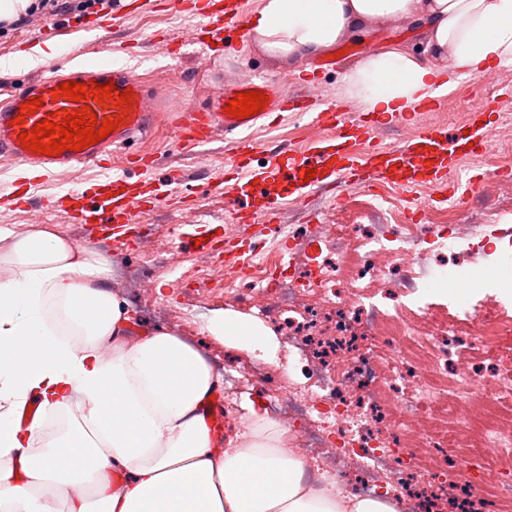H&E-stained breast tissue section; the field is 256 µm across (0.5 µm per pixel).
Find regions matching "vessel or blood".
I'll return each instance as SVG.
<instances>
[{"instance_id":"vessel-or-blood-1","label":"vessel or blood","mask_w":512,"mask_h":512,"mask_svg":"<svg viewBox=\"0 0 512 512\" xmlns=\"http://www.w3.org/2000/svg\"><path fill=\"white\" fill-rule=\"evenodd\" d=\"M172 6L178 11H195L199 23L191 38L211 60L224 54L225 29L243 24L244 0H173ZM66 81L88 85L114 83L116 92H132L133 108L113 132L85 150L69 149L57 156L27 150L19 140L20 133L32 130L52 113L72 111L85 104L96 117L106 116V109L92 98L77 103L54 97L55 87ZM244 91L264 93L268 102L258 116L231 117L227 105ZM37 98L42 99V106L25 116V123H17L22 104ZM288 112L307 116L311 125L329 130V137L312 141L298 151L279 146L269 148L264 164L253 166L257 146L248 137V130L258 120ZM384 124L380 117L361 119L339 102L312 105L301 94L276 95L272 82L262 76L225 86L213 108L200 109L170 98L165 88L151 87L132 70L84 61L64 70L53 67L48 73L31 77L0 102V157L36 167L44 176L62 171L71 178L70 189L62 195L37 197L26 189L13 191L8 199L14 209L39 219L59 214L66 223L90 225L85 245L95 244L97 235L103 234L112 237L119 247L127 248L141 226V214L173 201V187L180 182L181 175L173 170L163 180L134 182L127 174H111L112 155L116 150H126L132 142L146 139L162 125L173 129L180 145L190 147L208 144L221 134L233 135L232 190L239 207L231 212L230 220L239 224L254 222L259 217L265 223H274L288 200L303 202L325 192L327 187L353 182H393L406 194L412 208L420 209L418 189L427 185L447 187L449 171L457 167L461 157L475 155L477 147L484 145L493 131L492 124H476L467 138L461 140L449 136L445 128L433 126L396 146L386 147L373 138L374 130ZM90 165L102 169L103 175L93 190L86 191L82 188L83 171ZM307 168L315 170V178L303 179Z\"/></svg>"}]
</instances>
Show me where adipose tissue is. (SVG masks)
Listing matches in <instances>:
<instances>
[{
  "label": "adipose tissue",
  "mask_w": 512,
  "mask_h": 512,
  "mask_svg": "<svg viewBox=\"0 0 512 512\" xmlns=\"http://www.w3.org/2000/svg\"><path fill=\"white\" fill-rule=\"evenodd\" d=\"M411 28V52L388 40L344 77L345 94L368 112L398 113L438 83L512 63V0H262L248 36L262 53L297 64L340 43ZM0 512H85L70 486L91 483L100 512H398L341 482L304 478L306 463L263 407L216 447L202 410L224 379L198 348L157 327L131 338L134 313L108 288V260L75 249L54 226L23 236L0 228ZM208 332L269 358L273 343L257 320L225 310ZM74 331L78 351L60 342ZM111 341V356L98 346ZM51 413H78L65 434L30 447L38 424L17 411L30 395ZM21 462L25 486L12 465ZM53 483L46 498L31 486Z\"/></svg>",
  "instance_id": "obj_1"
}]
</instances>
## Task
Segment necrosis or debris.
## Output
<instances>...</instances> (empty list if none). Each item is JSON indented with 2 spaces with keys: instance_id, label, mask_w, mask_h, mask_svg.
I'll list each match as a JSON object with an SVG mask.
<instances>
[{
  "instance_id": "4bbe7bcc",
  "label": "necrosis or debris",
  "mask_w": 512,
  "mask_h": 512,
  "mask_svg": "<svg viewBox=\"0 0 512 512\" xmlns=\"http://www.w3.org/2000/svg\"><path fill=\"white\" fill-rule=\"evenodd\" d=\"M278 231L287 253L257 244L241 266L250 287L228 294L288 326V385L268 409L311 478L408 493L407 512H470L482 495L489 512H512V317L488 298L458 334L444 318L422 328L427 308L380 301L482 225L432 210L422 224H323L312 241L296 224Z\"/></svg>"
}]
</instances>
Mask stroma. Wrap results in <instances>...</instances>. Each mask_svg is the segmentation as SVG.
<instances>
[{
  "instance_id": "obj_1",
  "label": "stroma",
  "mask_w": 512,
  "mask_h": 512,
  "mask_svg": "<svg viewBox=\"0 0 512 512\" xmlns=\"http://www.w3.org/2000/svg\"><path fill=\"white\" fill-rule=\"evenodd\" d=\"M194 20L193 15L174 11L168 0H147L146 6L126 18L113 31H104L94 39L80 37L69 44H59L52 57L57 62L94 57L109 61L120 67L133 70L145 81L159 84L167 81L171 71H179L180 81L172 84L173 97L202 105L213 98L220 82H234L257 74H264L278 82L281 91L292 92V83L284 82V75L296 73L297 68L287 60L271 57L259 52L254 45H246L243 52L231 53L224 58V70L211 71L207 60L199 57L193 47L182 48L177 54H162L153 47L152 38L166 36L170 41L186 39V29ZM47 35L32 26L0 34V92L9 86L24 82L35 73V66L25 61L26 48L50 45ZM504 86H512V64L495 65L489 73L480 77L479 88L460 82L448 91L447 101L434 112L421 118L425 125L447 127L453 135H460L469 112L467 106L475 94L486 96ZM420 123V124H421ZM313 129L306 120L288 115L274 127L261 126L253 130L252 137L259 145L283 143L302 145L312 138ZM144 149L158 159L155 177H162L171 169L181 170L183 182L178 189L180 201L173 206H163L144 213V239L151 248L165 250L168 258L166 267L151 265L141 253L135 250L122 252L123 262L138 270L136 287L120 291L119 296L135 311L138 330L158 326L157 318L145 315L141 305L152 298L170 307L171 315L166 321L178 336L186 337L188 343L201 347L211 358L223 360L226 353H234L238 360H245L243 350L220 337L205 332L204 326L214 312L232 308L231 300L225 299L223 287L198 293L193 288L171 294V282L191 272L196 266V255L189 248L190 235L199 226L224 231L235 228L237 234L264 236L263 224L249 226L230 225L225 207L230 204L229 195L215 191V182L223 178L224 168L230 162L233 150L223 139L193 149H181L176 145L174 134L167 129L156 130L144 142ZM346 200L341 204H330L323 199L315 200L314 207L320 211L319 219L324 224H369L392 222L396 213L409 209L406 197L396 188L389 187L391 207L375 206L361 208V201L370 197L368 186L353 183L342 187ZM460 219L484 225L483 236L471 241V256L465 267L472 280L467 287H460L457 276L447 269L433 266L424 267L415 279L416 294L406 298L409 308L425 305L440 316L451 320L463 318L465 312L473 310L478 301L494 298L503 302L508 314L512 315V288H506V281H512V257L502 251L485 252L484 237L492 236L496 224L512 226V200L495 194L474 193L457 201Z\"/></svg>"
}]
</instances>
